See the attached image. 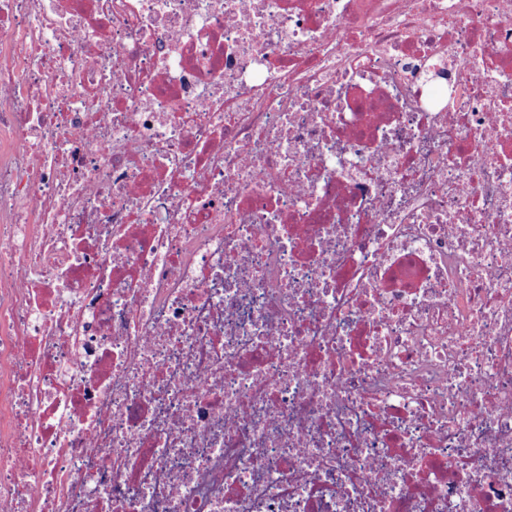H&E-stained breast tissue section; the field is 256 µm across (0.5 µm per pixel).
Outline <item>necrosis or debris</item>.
I'll return each mask as SVG.
<instances>
[{
	"label": "necrosis or debris",
	"instance_id": "necrosis-or-debris-1",
	"mask_svg": "<svg viewBox=\"0 0 512 512\" xmlns=\"http://www.w3.org/2000/svg\"><path fill=\"white\" fill-rule=\"evenodd\" d=\"M0 512H512V0H0Z\"/></svg>",
	"mask_w": 512,
	"mask_h": 512
}]
</instances>
